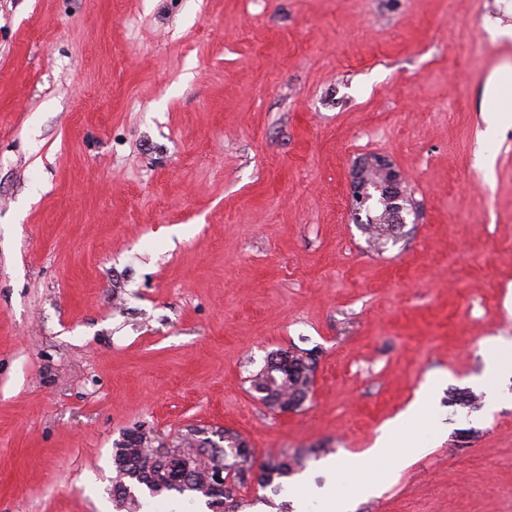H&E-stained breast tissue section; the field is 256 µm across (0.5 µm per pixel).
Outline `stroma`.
Here are the masks:
<instances>
[{"label":"stroma","instance_id":"stroma-1","mask_svg":"<svg viewBox=\"0 0 512 512\" xmlns=\"http://www.w3.org/2000/svg\"><path fill=\"white\" fill-rule=\"evenodd\" d=\"M512 0H0V512H117L113 448L225 430L302 477L370 448L422 385L444 420L355 512H512ZM408 201L375 251L353 163ZM315 349L304 406L249 377ZM239 512H292L238 488ZM487 347L490 355L486 359L484 377L494 383L512 378V342L495 338Z\"/></svg>","mask_w":512,"mask_h":512}]
</instances>
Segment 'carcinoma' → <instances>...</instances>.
Here are the masks:
<instances>
[{
    "label": "carcinoma",
    "instance_id": "1",
    "mask_svg": "<svg viewBox=\"0 0 512 512\" xmlns=\"http://www.w3.org/2000/svg\"><path fill=\"white\" fill-rule=\"evenodd\" d=\"M376 175L370 176L368 200L378 211L367 219L379 246H384L394 228L384 223L386 205L377 193ZM316 359L305 349L278 350L264 366L250 376V388L271 410H296L303 406L314 385ZM454 402L469 409L481 406L480 397L469 389L458 390ZM224 447L195 437L191 430L165 454L155 451V439L145 430L134 429L116 443L113 464L116 476L113 492L122 503H135L130 484L145 485L152 493L164 491L203 496L214 512H238L235 490L256 479L264 488L276 478H287L304 465L299 454L270 457L258 464L240 434L224 430Z\"/></svg>",
    "mask_w": 512,
    "mask_h": 512
}]
</instances>
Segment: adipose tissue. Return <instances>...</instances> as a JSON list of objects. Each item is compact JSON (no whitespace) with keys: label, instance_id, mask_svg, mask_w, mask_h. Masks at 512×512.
<instances>
[{"label":"adipose tissue","instance_id":"ef3b65f1","mask_svg":"<svg viewBox=\"0 0 512 512\" xmlns=\"http://www.w3.org/2000/svg\"><path fill=\"white\" fill-rule=\"evenodd\" d=\"M431 388L422 389L407 410L393 420L363 453L341 455L329 461L328 467L340 476L365 475L359 491H376L381 474L390 471L393 463L406 462L427 453L426 432L432 431L436 418L431 411ZM291 498L297 512H351L353 493H339L334 485L322 487L305 483L294 487Z\"/></svg>","mask_w":512,"mask_h":512}]
</instances>
